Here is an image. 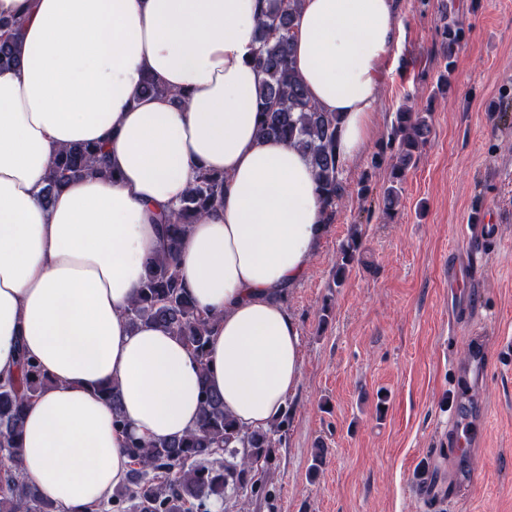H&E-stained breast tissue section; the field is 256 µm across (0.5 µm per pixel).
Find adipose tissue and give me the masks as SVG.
I'll return each mask as SVG.
<instances>
[{"label": "adipose tissue", "instance_id": "ef3b65f1", "mask_svg": "<svg viewBox=\"0 0 512 512\" xmlns=\"http://www.w3.org/2000/svg\"><path fill=\"white\" fill-rule=\"evenodd\" d=\"M267 0H0L22 18L20 64L0 69V381L26 353L52 384L29 406L19 471L58 512L106 502L131 469L129 436L194 429L200 366L167 330L123 311L162 245L160 214L198 170L224 200L192 225L183 286L214 315L209 377L239 424L266 426L301 377L284 307L326 227L312 167L259 139L252 57ZM397 0H302L294 66L311 101L342 117L341 161L372 140ZM154 78L185 101L144 96ZM105 145L114 178L87 175L43 200L55 155ZM118 382L126 426L100 386Z\"/></svg>", "mask_w": 512, "mask_h": 512}]
</instances>
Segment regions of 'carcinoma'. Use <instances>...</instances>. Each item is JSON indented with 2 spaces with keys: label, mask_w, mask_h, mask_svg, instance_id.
I'll return each mask as SVG.
<instances>
[{
  "label": "carcinoma",
  "mask_w": 512,
  "mask_h": 512,
  "mask_svg": "<svg viewBox=\"0 0 512 512\" xmlns=\"http://www.w3.org/2000/svg\"><path fill=\"white\" fill-rule=\"evenodd\" d=\"M259 22V46L253 62L264 74L257 90V131L262 138H278L300 150L315 175L322 203V223L335 221L337 208L352 195L368 198L372 173L365 174L358 191L342 177L337 154L341 116L323 112L311 101L295 70L291 40L300 0H267ZM466 38L464 26L448 16L442 3L441 25L435 44L445 61L437 79V93L451 89L450 75L455 54ZM21 23L0 19V67L20 61ZM431 133L430 112L401 107L394 113L388 141L372 160L377 169L389 164L387 186L378 210L392 217L400 203L406 173L415 166L419 152ZM83 174L114 177L103 147L75 144L56 156L44 188V199ZM224 199V175L200 171L186 195L171 208L163 221L160 251L146 263V273L137 294L123 315L129 325H155L171 331L191 349L201 366V413L196 428L181 436L156 442L130 440L127 452L133 468L127 481L108 501L111 512H206L213 501L234 505L270 498L268 481L272 448L288 431L291 412L283 409L265 428L252 429L237 423L224 410V399L209 381L208 345L216 319L204 315L182 285L178 261L189 226L200 221ZM361 234L353 230L341 246L336 262V281L342 282L360 246ZM38 363L20 359L18 375L0 384V512H56L52 503L19 473L20 430L31 402L48 386ZM112 405L113 425L125 426L117 385L100 389Z\"/></svg>",
  "instance_id": "1"
}]
</instances>
